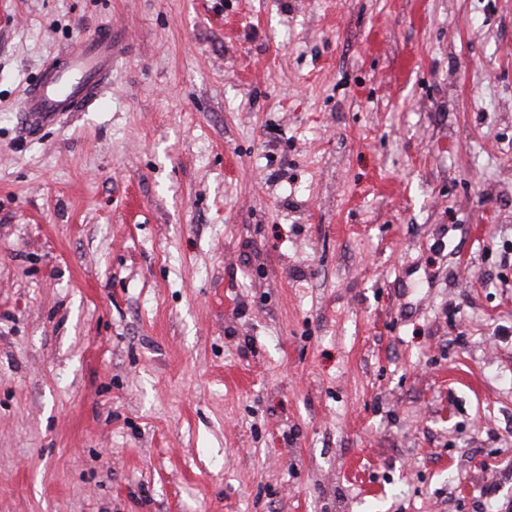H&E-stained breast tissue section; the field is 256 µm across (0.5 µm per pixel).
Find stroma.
<instances>
[{
    "label": "stroma",
    "mask_w": 512,
    "mask_h": 512,
    "mask_svg": "<svg viewBox=\"0 0 512 512\" xmlns=\"http://www.w3.org/2000/svg\"><path fill=\"white\" fill-rule=\"evenodd\" d=\"M511 504L512 0H0V512ZM118 45L112 29L100 30L61 60L46 64L40 80L26 89L20 103L28 128L36 133L94 102L112 75Z\"/></svg>",
    "instance_id": "stroma-1"
}]
</instances>
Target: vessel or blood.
<instances>
[{
  "label": "vessel or blood",
  "instance_id": "1",
  "mask_svg": "<svg viewBox=\"0 0 512 512\" xmlns=\"http://www.w3.org/2000/svg\"><path fill=\"white\" fill-rule=\"evenodd\" d=\"M118 42L111 30L94 33L58 61L43 68L40 80L29 86L20 110L31 131L56 123L70 112L82 111L98 97L112 74Z\"/></svg>",
  "mask_w": 512,
  "mask_h": 512
}]
</instances>
